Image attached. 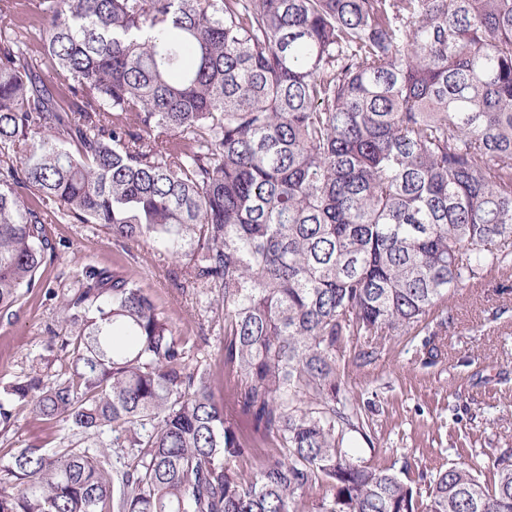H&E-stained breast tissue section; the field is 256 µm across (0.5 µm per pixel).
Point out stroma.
Wrapping results in <instances>:
<instances>
[{"label":"stroma","instance_id":"obj_1","mask_svg":"<svg viewBox=\"0 0 512 512\" xmlns=\"http://www.w3.org/2000/svg\"><path fill=\"white\" fill-rule=\"evenodd\" d=\"M46 234L57 248L44 271L50 281L85 263L112 269L134 259L145 290L189 337L190 364L210 371L215 396L223 398L224 310L201 306L176 288L164 253L142 241L116 245L95 224L53 223ZM449 304L454 323L443 335L391 336L381 341L376 362L344 365L372 426L370 440L352 437L351 449L364 465L390 470L412 486L463 461L484 465L482 479L492 482L489 458L512 448V273H491L477 287L457 291ZM57 318L56 300L39 291L26 296L11 319H0V384L35 369L50 375L68 369ZM31 444L55 451L90 441L23 409L15 426L0 433V458Z\"/></svg>","mask_w":512,"mask_h":512}]
</instances>
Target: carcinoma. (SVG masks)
I'll return each instance as SVG.
<instances>
[{
  "instance_id": "carcinoma-1",
  "label": "carcinoma",
  "mask_w": 512,
  "mask_h": 512,
  "mask_svg": "<svg viewBox=\"0 0 512 512\" xmlns=\"http://www.w3.org/2000/svg\"><path fill=\"white\" fill-rule=\"evenodd\" d=\"M38 13L0 10V316L62 296L72 366L0 386V430L28 407L95 442L0 461V512H512L511 453L491 486L472 462L423 490L362 464L340 371L437 311L439 335L451 292L512 270V0ZM56 220L155 243L177 287L220 290L228 398L134 271L43 280Z\"/></svg>"
}]
</instances>
